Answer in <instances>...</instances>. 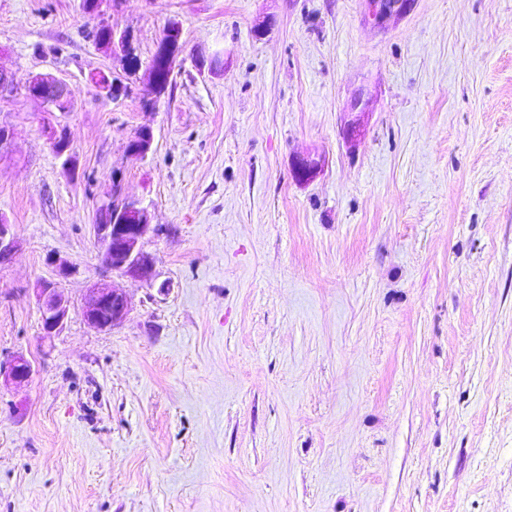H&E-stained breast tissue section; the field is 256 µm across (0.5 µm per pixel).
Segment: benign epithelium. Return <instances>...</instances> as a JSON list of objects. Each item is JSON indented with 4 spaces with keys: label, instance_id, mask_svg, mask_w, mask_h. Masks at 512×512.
I'll return each mask as SVG.
<instances>
[{
    "label": "benign epithelium",
    "instance_id": "7a95c632",
    "mask_svg": "<svg viewBox=\"0 0 512 512\" xmlns=\"http://www.w3.org/2000/svg\"><path fill=\"white\" fill-rule=\"evenodd\" d=\"M368 18L376 25L383 24L390 16L404 12L409 0H366ZM181 35L178 24L169 25L157 42L156 53L165 68L175 69L180 62L182 48L175 41ZM112 56L123 58L132 51V39L129 33L112 34V44L108 46ZM19 82L15 73L0 65V96L12 94ZM25 86L30 95L43 100L59 111L66 110L72 92L69 87L50 74H37L28 78ZM140 95L144 104L151 110L156 109L163 95L156 77L142 82ZM153 128L140 126L126 147L128 158L144 159L152 150ZM50 142L55 154L70 161V140L65 129L51 130ZM321 169L320 160L312 157H298L294 160L293 173L300 181L313 178ZM94 235L101 243L99 260L102 266L121 276L137 278L145 275L152 266V259L143 249L145 239L157 233L156 225L151 223L149 210L143 202L124 193L121 178L112 179V190L101 201ZM17 247V241L9 224H0V262H6ZM59 281L46 282L39 286L38 297L41 304L42 328L47 336L59 333L68 318L70 298L61 285V281L76 272V266L68 260L51 257ZM86 322L99 329L109 330L122 324L131 310V300L127 293L110 280H99L86 288L82 303ZM34 372L30 360L15 355L0 360V380L15 385L27 382Z\"/></svg>",
    "mask_w": 512,
    "mask_h": 512
}]
</instances>
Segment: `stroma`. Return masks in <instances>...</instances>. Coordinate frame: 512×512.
I'll return each mask as SVG.
<instances>
[{
  "label": "stroma",
  "instance_id": "1",
  "mask_svg": "<svg viewBox=\"0 0 512 512\" xmlns=\"http://www.w3.org/2000/svg\"><path fill=\"white\" fill-rule=\"evenodd\" d=\"M110 20L144 64L182 28L155 110L92 83L122 65L82 0H0V64L73 93L0 98L19 243L0 355L35 369L0 386V512H512V0H410L380 26L364 0H125ZM302 155L323 160L307 182ZM116 174L159 232L101 331L82 297ZM54 255L79 271L47 336ZM181 35V28L178 24L173 23L169 25L162 37L157 42L156 53L159 55L163 66L172 71H175L177 64L180 62L182 55V47L180 48L179 42L175 41V37ZM25 86L30 95L40 98L50 107L65 111L72 92L69 87L50 74H37L28 78ZM153 141V128L150 125H141L127 144L126 153L128 158L132 160L146 158L152 150ZM41 304L42 328L47 336L59 333L68 318L70 298L61 282H46L37 288Z\"/></svg>",
  "mask_w": 512,
  "mask_h": 512
}]
</instances>
